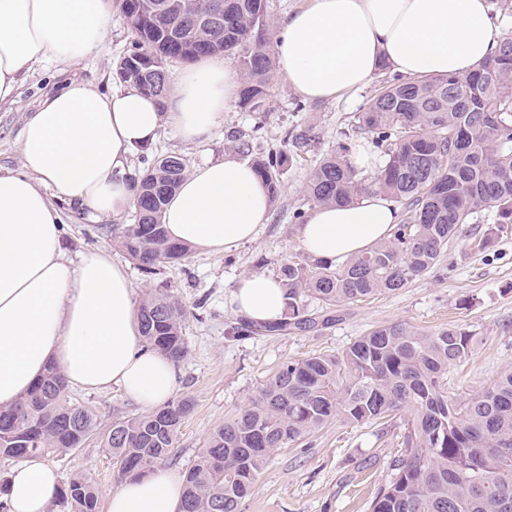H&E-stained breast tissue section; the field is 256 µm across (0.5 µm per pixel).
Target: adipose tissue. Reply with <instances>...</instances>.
Returning <instances> with one entry per match:
<instances>
[{"label":"adipose tissue","mask_w":512,"mask_h":512,"mask_svg":"<svg viewBox=\"0 0 512 512\" xmlns=\"http://www.w3.org/2000/svg\"><path fill=\"white\" fill-rule=\"evenodd\" d=\"M111 18V0H0V103L32 64L82 60ZM501 40L486 0H312L283 20L272 50L289 87L318 101L359 89L385 68L465 75ZM239 89L237 71L205 56L175 76L163 100L131 86L100 93L72 83L28 118L19 169L0 170V407L14 404L51 363L74 387L114 386L148 409L167 403L181 372L145 344L129 277L100 249L69 263L54 201L123 212L134 198L133 151L153 145L166 126L188 143L209 140ZM269 217L270 196L254 167L227 158L195 167L162 222L171 239L222 253L251 241ZM397 222L393 202L369 192L347 206L311 209L300 243L314 257L345 259L389 238ZM229 305L250 320H274L284 291L276 277L251 273L231 290ZM58 484L55 469L28 457L0 484V500L8 512H50ZM183 494V479L158 467L125 477L109 493L107 512H180Z\"/></svg>","instance_id":"ef3b65f1"}]
</instances>
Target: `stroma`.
<instances>
[{
    "label": "stroma",
    "mask_w": 512,
    "mask_h": 512,
    "mask_svg": "<svg viewBox=\"0 0 512 512\" xmlns=\"http://www.w3.org/2000/svg\"><path fill=\"white\" fill-rule=\"evenodd\" d=\"M132 40L116 13L102 44L79 63L33 65L15 99L0 103V166L18 167L20 133L43 97L73 82L104 93L119 85L116 63ZM380 83L376 76L363 88L336 99L306 101L279 74L262 111L233 104L207 143H187L170 128L162 129L155 151L180 154L192 168L209 159L235 156L232 141L241 136L250 140L254 150L274 148L287 154L280 197L270 209L269 223L235 251L195 250L181 264H162L155 273L146 274L112 241V224L128 223V214L101 217L84 207L58 202L68 259L90 248L105 250L126 269L136 298L168 292L187 311L183 334L188 354L179 363L182 378L174 395L190 399L192 410L165 462L176 473L186 474L214 429L244 409L283 362L341 354L354 339L382 323L401 321L429 332L457 324L473 332L469 357L448 370L450 396L465 399L480 394L512 370V233L500 237L490 250L475 246L496 222L491 210L476 213L463 225L433 272L402 290L340 307L339 319L332 325L250 338L232 332L240 316L229 307L228 297L237 279L254 272L276 273L282 262L305 254L295 214L310 209L305 189L317 158L346 142L363 177H372L383 164L385 147L355 127L356 113ZM302 131L314 137V148L300 151L286 144V135ZM67 394L89 409L104 429L116 418L141 412L115 387L102 392L71 387ZM401 431L394 422H332L279 449L238 512H371L372 502L392 477L391 462L400 453ZM45 461L58 471L62 482L77 474L91 477L102 502L118 483L119 464L103 450L96 435L81 447L46 455Z\"/></svg>",
    "instance_id": "stroma-1"
}]
</instances>
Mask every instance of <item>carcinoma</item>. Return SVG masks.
<instances>
[{
  "instance_id": "cac0c4a2",
  "label": "carcinoma",
  "mask_w": 512,
  "mask_h": 512,
  "mask_svg": "<svg viewBox=\"0 0 512 512\" xmlns=\"http://www.w3.org/2000/svg\"><path fill=\"white\" fill-rule=\"evenodd\" d=\"M133 48L117 74L147 95L167 96V65L231 53L242 76L240 103L262 110L272 78L267 0H212L219 19L199 22L197 0L166 11L168 0H116ZM358 128L389 143L371 181L360 176L352 147L320 158L307 185L311 206L348 205L378 190L406 205L391 237L341 264L305 257L283 263L282 318L236 327L240 336L285 335L336 321L335 308L406 287L439 265L461 225L491 209L496 227L478 247L488 249L512 229V39L464 76L424 75L387 81L356 117ZM241 153L277 199L283 152ZM188 173L187 160L161 153L133 181L128 224L112 225L116 245L146 273L184 261L190 248L168 238L161 214ZM314 297L322 306L310 309ZM145 343L179 361L188 353L185 313L175 298L151 293L139 307ZM474 334L457 325L424 332L410 324L377 326L341 356L283 363L234 418L211 434L185 475L183 512H238L274 453L341 419L367 424L402 418L394 477L372 512H512V372L469 400L448 396V368L471 353ZM67 381L51 365L31 391L0 407V455L23 459L84 444L97 429L94 415L68 397ZM191 409L180 398L112 421L102 447L120 460V473L144 474L167 459ZM72 512H98L87 476L60 493Z\"/></svg>"
}]
</instances>
